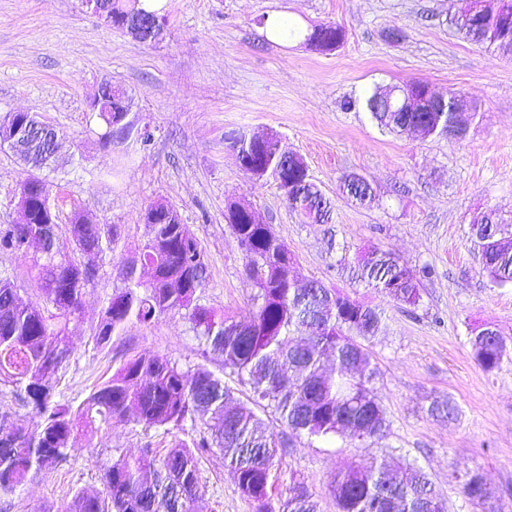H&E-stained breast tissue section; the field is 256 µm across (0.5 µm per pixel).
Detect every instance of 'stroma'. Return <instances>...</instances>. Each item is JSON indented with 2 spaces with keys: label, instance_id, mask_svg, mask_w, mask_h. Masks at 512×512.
Listing matches in <instances>:
<instances>
[{
  "label": "stroma",
  "instance_id": "obj_1",
  "mask_svg": "<svg viewBox=\"0 0 512 512\" xmlns=\"http://www.w3.org/2000/svg\"><path fill=\"white\" fill-rule=\"evenodd\" d=\"M462 0H165L160 41L144 44L86 13L80 0H0V120L32 112L61 137L58 158L39 175L52 186L60 237L73 212L114 225L82 315L69 325L73 352L56 399L79 407L123 363L143 353L183 368L223 375L222 358L196 337L185 311L148 325H129L102 348L91 335L103 306L120 287L145 239L149 205H174L208 264L200 306L248 317L255 293L243 252L225 213L230 200L249 203L295 257L301 282L317 280L379 309L381 328L367 344L377 368L373 387L390 421L373 444L349 436L292 437L273 474L278 485L305 479L322 512H336L327 483L337 472L377 458L421 466L440 488L447 512H512V355L493 371L475 362L470 339L487 327L512 340V284L484 272L470 242V222L496 209L512 217V56L467 40L451 22ZM287 14L301 29L334 22L344 43L330 54L301 39L265 36L259 20ZM402 32L391 40L390 30ZM133 98L150 142L104 148V128L91 102L102 82ZM421 82L436 94H464L461 141L396 135L363 109H345L376 87ZM275 132L301 155L334 203L329 224H304L276 183L249 178L224 145L225 132ZM365 179L376 202L359 206L339 189L348 175ZM27 170L0 150V224L18 223L17 189ZM386 249L406 266L430 267L418 306L396 303L357 285L341 256ZM0 276L23 301H42L40 283L20 255L0 251ZM448 399L454 419L430 416ZM183 429H147L133 418L95 423L74 434L65 461L30 472L0 512H65L79 490H101L113 461L153 448L164 455L191 443ZM206 512H255L224 457L199 462ZM483 474L487 502L461 492L466 471Z\"/></svg>",
  "mask_w": 512,
  "mask_h": 512
}]
</instances>
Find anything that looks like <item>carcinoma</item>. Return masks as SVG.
<instances>
[{
  "label": "carcinoma",
  "mask_w": 512,
  "mask_h": 512,
  "mask_svg": "<svg viewBox=\"0 0 512 512\" xmlns=\"http://www.w3.org/2000/svg\"><path fill=\"white\" fill-rule=\"evenodd\" d=\"M490 38L482 44L512 56V28L496 18L487 20ZM306 34L293 24L288 36L303 35L309 49L334 50L345 39L334 23L319 25ZM421 86L406 83L375 89L363 101L348 100L346 108L363 105L382 127L404 130L403 92ZM411 121L428 135L457 138L449 113L411 112ZM32 167L44 166L47 141L31 135ZM278 142L240 147L237 164L243 172L257 167L278 175L289 185L288 207L308 224H328L331 202L305 169L284 165ZM29 199L34 223L45 231L42 255L33 256L32 269L42 285L44 307L18 302L17 289L0 278V382L16 388L25 402L43 417L40 425L23 431L0 415V497L13 494L33 470L50 468L66 459L76 417L88 422L125 418L135 411L147 429L181 428L200 421L192 447L178 445L163 458L146 447L138 457L112 462L104 472L103 489L77 492L67 512H202L203 490L198 460L214 450L235 473L238 487L255 504L256 512L272 508V471L280 450L270 423L258 410L269 408L279 426L291 435L327 437L350 429L365 440L386 435V409L372 388L376 375L365 342L375 336L381 315L315 281L309 288L289 281L285 266L271 260L273 231L268 224H251L246 217L230 225L240 245L247 248L244 273L255 288L248 321L237 322L194 300L207 286V265L198 242L182 234L181 221L147 225L146 239L128 264L123 286L113 289L95 328L97 345L133 323L146 324L171 310H186L193 330L206 348L224 359V368L241 385L250 386L253 402H233L234 389L204 368L183 369L152 354L126 361L112 378L97 388L76 410L54 399L60 372L72 349L68 322L80 317L86 288L97 270L86 267L85 254L105 251L100 242L115 238L118 230L105 224H85L70 218V238L57 234L58 215L50 223L40 217L43 180L30 175ZM340 190L362 205L372 202L360 178L347 176ZM477 232L471 243L481 256L483 270L496 282L512 283V225L490 209L472 220ZM24 230L17 224L0 225V248L27 257L22 249ZM340 266L354 282L392 300L416 306L420 300L416 273L400 265L391 252L374 250L356 261L344 255ZM476 362L486 371L499 367L508 355L504 337L470 340ZM335 354V371L321 367L322 355ZM336 512H446V503L420 467L409 464L390 470L377 460L340 471L329 482ZM462 492L472 501L489 496L483 476L466 474ZM281 512H320V503L308 483L293 477Z\"/></svg>",
  "instance_id": "1"
}]
</instances>
